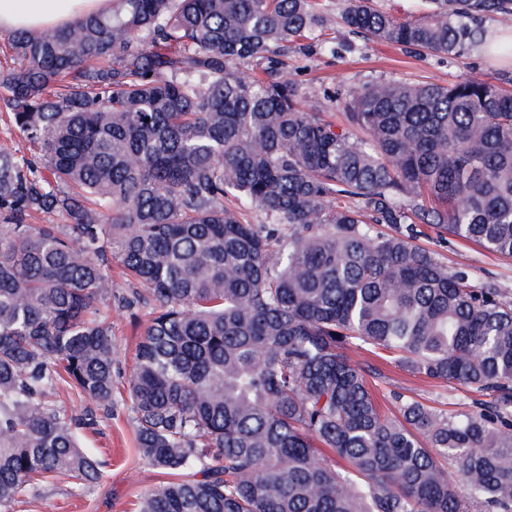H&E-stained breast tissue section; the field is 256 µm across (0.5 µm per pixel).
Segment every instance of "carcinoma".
I'll list each match as a JSON object with an SVG mask.
<instances>
[{
    "label": "carcinoma",
    "instance_id": "obj_1",
    "mask_svg": "<svg viewBox=\"0 0 512 512\" xmlns=\"http://www.w3.org/2000/svg\"><path fill=\"white\" fill-rule=\"evenodd\" d=\"M114 2L13 32L0 62V114L40 150L0 145V512L102 477L76 442L91 418L49 397L112 408L114 261L144 285L119 304L153 305L128 398L169 480L138 512H512V299L414 244L425 224L512 258V91L377 81L339 128L288 70L323 45L315 0ZM423 6L345 0L341 20L449 56L512 16ZM352 346L490 400L448 415L398 394L387 417ZM376 2L398 18L419 17L423 14L420 0H376Z\"/></svg>",
    "mask_w": 512,
    "mask_h": 512
}]
</instances>
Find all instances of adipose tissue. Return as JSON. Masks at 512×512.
Here are the masks:
<instances>
[{
    "instance_id": "adipose-tissue-1",
    "label": "adipose tissue",
    "mask_w": 512,
    "mask_h": 512,
    "mask_svg": "<svg viewBox=\"0 0 512 512\" xmlns=\"http://www.w3.org/2000/svg\"><path fill=\"white\" fill-rule=\"evenodd\" d=\"M109 9L110 0H0V29L35 32Z\"/></svg>"
}]
</instances>
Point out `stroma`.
Masks as SVG:
<instances>
[{
  "label": "stroma",
  "instance_id": "stroma-1",
  "mask_svg": "<svg viewBox=\"0 0 512 512\" xmlns=\"http://www.w3.org/2000/svg\"><path fill=\"white\" fill-rule=\"evenodd\" d=\"M318 9L325 20L324 36L333 50L297 57L290 71L301 107L336 125H344L345 119L342 106L327 100L330 92L344 95L375 81L445 85L470 73L495 82L512 80L510 56L494 58L480 51L432 56L405 47L379 45L344 27L340 0H319ZM417 244L434 251L448 267L468 270L476 286L492 284L512 296V259L489 254L451 235L439 238L433 232L418 238ZM150 312V306L137 304L128 308L116 306L109 313L116 371L112 411H95L93 425L77 431L81 447L100 463L101 482L89 489L60 481L41 484L20 497L11 512H137L140 498L161 482V475L140 459L127 394L135 347ZM349 354L354 360L377 368V375L371 376L370 381L384 410H392L391 395L395 392L450 414L470 412L481 398L480 393L470 389H453L403 366L385 363L368 351L354 347Z\"/></svg>",
  "mask_w": 512,
  "mask_h": 512
}]
</instances>
